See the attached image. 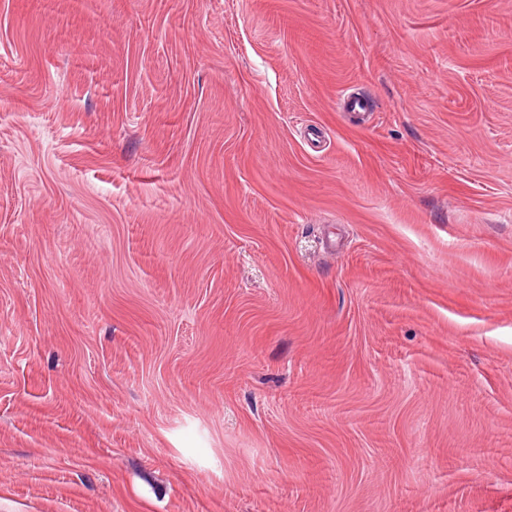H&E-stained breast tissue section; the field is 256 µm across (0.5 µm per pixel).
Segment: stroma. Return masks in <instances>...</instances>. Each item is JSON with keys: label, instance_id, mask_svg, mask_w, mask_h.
Here are the masks:
<instances>
[{"label": "stroma", "instance_id": "1", "mask_svg": "<svg viewBox=\"0 0 512 512\" xmlns=\"http://www.w3.org/2000/svg\"><path fill=\"white\" fill-rule=\"evenodd\" d=\"M0 512H512V0H0Z\"/></svg>", "mask_w": 512, "mask_h": 512}]
</instances>
